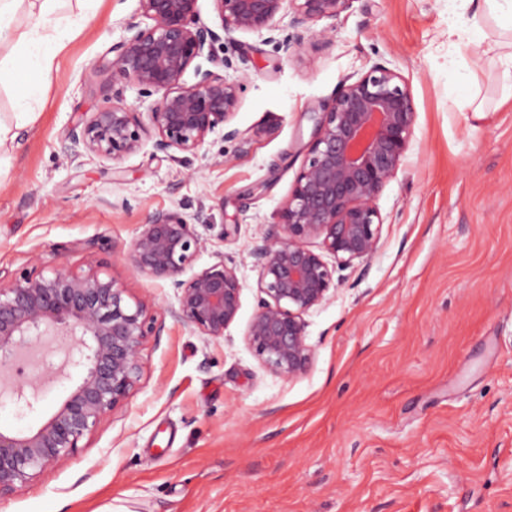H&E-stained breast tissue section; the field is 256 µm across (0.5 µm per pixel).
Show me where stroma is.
I'll use <instances>...</instances> for the list:
<instances>
[{
  "mask_svg": "<svg viewBox=\"0 0 512 512\" xmlns=\"http://www.w3.org/2000/svg\"><path fill=\"white\" fill-rule=\"evenodd\" d=\"M474 5L353 0L331 42L297 49L290 10L273 29L214 46L240 85L232 121L249 139L211 136L181 159L152 144L121 161L70 160L62 145L80 114L113 89L150 100L112 70V47L141 21L138 0H96L61 13L71 36L32 117L21 84L0 88L15 138L0 156V278L63 263L103 270L149 301L165 328L141 350L127 405L43 469L0 512H512V105L503 68L471 33ZM457 35H449V27ZM380 62L414 100L408 162L377 199L380 247L337 268L328 300L305 316L310 370L287 382L245 340L258 302L249 255L287 198L306 156L308 111L342 79ZM477 92L486 111L470 109ZM179 211L206 246L185 276L217 259L243 285L218 341L169 319V281L136 273L131 240L152 215ZM73 385L34 406L0 400V427L30 432Z\"/></svg>",
  "mask_w": 512,
  "mask_h": 512,
  "instance_id": "1",
  "label": "stroma"
}]
</instances>
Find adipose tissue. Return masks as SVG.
<instances>
[{"label": "adipose tissue", "mask_w": 512, "mask_h": 512, "mask_svg": "<svg viewBox=\"0 0 512 512\" xmlns=\"http://www.w3.org/2000/svg\"><path fill=\"white\" fill-rule=\"evenodd\" d=\"M63 0H0V84L23 82L13 107L18 115H30L42 95L41 79L53 70L57 54L70 35V21L61 16ZM480 21L492 32H480L489 50L495 51L509 84L503 100L512 99V0H481ZM26 13L29 24L17 21Z\"/></svg>", "instance_id": "ef3b65f1"}]
</instances>
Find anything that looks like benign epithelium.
I'll return each instance as SVG.
<instances>
[{
	"instance_id": "benign-epithelium-1",
	"label": "benign epithelium",
	"mask_w": 512,
	"mask_h": 512,
	"mask_svg": "<svg viewBox=\"0 0 512 512\" xmlns=\"http://www.w3.org/2000/svg\"><path fill=\"white\" fill-rule=\"evenodd\" d=\"M150 23L132 22L128 35L112 47L115 68L126 83L151 88L160 98L142 112L121 95L88 112L69 129L64 151L73 159L96 156L120 161L145 141L167 155L197 154L220 133L249 141L231 125L239 85L217 71L227 62L212 55L221 33L273 28L285 3L292 4L297 47L330 43L329 32L312 25L334 20L352 0H213L221 31L199 21L198 0H139ZM193 70L196 81L184 76ZM307 158L273 225L250 251L259 270L260 297L245 337L256 357L285 381L304 375L314 348L304 315L328 300L335 269L329 253L349 265L369 261L378 251L383 218L377 198L404 166L415 121L412 95L402 77L375 63L358 78L343 79L334 97L313 112ZM320 241L321 252L311 248ZM202 249L195 224L178 211L154 214L131 241L127 258L138 272L167 279L176 303L165 312L177 323L208 337L224 338L237 318L243 285L233 266L220 260L183 280L180 275ZM151 307L132 298L111 276L77 273L58 263L0 280V376L13 378L0 397L38 402L26 383L14 381L20 361L42 349L38 380L59 379L47 358L48 336L67 346L66 363L80 375L60 408L31 433L0 429V497L26 486L49 465L65 461L79 442L122 407L140 380L145 339L160 335Z\"/></svg>"
}]
</instances>
